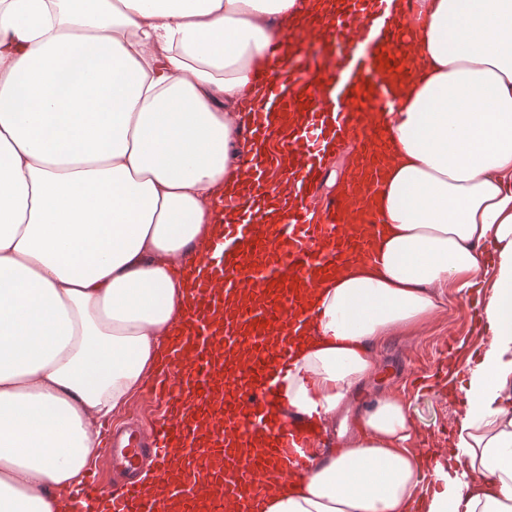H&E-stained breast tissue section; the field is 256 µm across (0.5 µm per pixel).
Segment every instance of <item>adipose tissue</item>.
<instances>
[{
    "label": "adipose tissue",
    "mask_w": 512,
    "mask_h": 512,
    "mask_svg": "<svg viewBox=\"0 0 512 512\" xmlns=\"http://www.w3.org/2000/svg\"><path fill=\"white\" fill-rule=\"evenodd\" d=\"M420 63L374 116L369 256L322 276L283 408L330 422L375 351L487 285L452 467L426 474L408 406L380 397L306 478L253 512H512V0H417ZM337 0H0V512H76L102 426L185 327L213 200L248 199L265 147L243 98L288 32ZM497 261L484 271L480 249ZM433 477L428 495L420 489Z\"/></svg>",
    "instance_id": "adipose-tissue-1"
}]
</instances>
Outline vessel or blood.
Here are the masks:
<instances>
[{"label": "vessel or blood", "mask_w": 512, "mask_h": 512, "mask_svg": "<svg viewBox=\"0 0 512 512\" xmlns=\"http://www.w3.org/2000/svg\"><path fill=\"white\" fill-rule=\"evenodd\" d=\"M402 4L396 13L389 0H349L318 24L319 41H311L307 29L297 30L288 39V63L270 71L264 101L250 109L247 131L258 142L274 135L282 108L307 114L289 132L287 168L253 172L254 182L269 195H276L281 182L289 184L280 233L269 236L253 211L238 209L235 197L219 200L214 218L224 234L202 257L206 277L192 293L186 332L157 383L165 424L152 428L149 442L127 431L110 445L113 466L127 471L151 449L162 478L171 444H178L188 464L210 455V485L184 479L157 512H250L251 496L274 495L289 471L309 472L321 458L319 432L302 417L278 409L277 378L293 356L291 335L308 316L306 291L314 287L316 273L366 256L348 212L361 210L365 224L372 216L363 210L366 185L349 183L320 211L312 207L308 188L332 144L341 148L347 140L357 141L355 169L366 176L385 165L375 153L371 112L418 64L409 46L414 0ZM245 288L255 289L258 301L226 310L228 297ZM273 325L283 327L284 334L269 349L265 343ZM219 342L224 345L220 360L212 354ZM233 431L244 438L262 436L267 446L239 457L229 437ZM110 492L109 484L93 475L75 495L91 502ZM141 495L137 485L127 484L113 512H140Z\"/></svg>", "instance_id": "vessel-or-blood-1"}]
</instances>
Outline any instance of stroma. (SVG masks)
<instances>
[{
	"mask_svg": "<svg viewBox=\"0 0 512 512\" xmlns=\"http://www.w3.org/2000/svg\"><path fill=\"white\" fill-rule=\"evenodd\" d=\"M475 297L448 289L444 309L376 351V369L360 399L395 395L409 406L420 451L448 461V441L464 409L462 386L478 351L491 340L486 324L468 314Z\"/></svg>",
	"mask_w": 512,
	"mask_h": 512,
	"instance_id": "stroma-1",
	"label": "stroma"
}]
</instances>
